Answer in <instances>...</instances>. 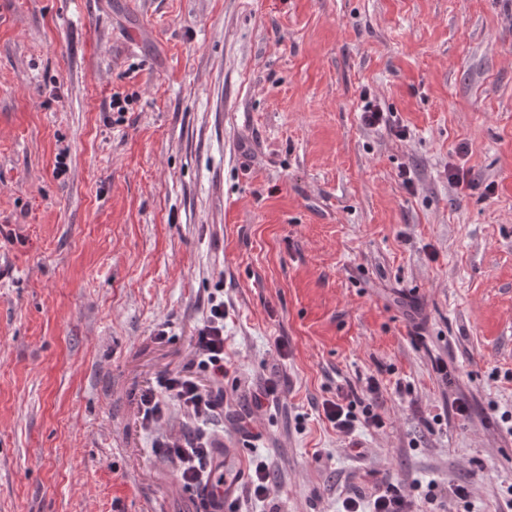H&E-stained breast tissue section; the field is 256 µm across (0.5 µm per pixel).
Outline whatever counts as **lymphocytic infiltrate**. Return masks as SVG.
Listing matches in <instances>:
<instances>
[{"mask_svg":"<svg viewBox=\"0 0 512 512\" xmlns=\"http://www.w3.org/2000/svg\"><path fill=\"white\" fill-rule=\"evenodd\" d=\"M224 296H211L208 311L194 336L195 357L186 370L161 377L156 389L141 400L142 424L154 428L170 408H177L196 425L194 433L179 438L158 435V453L172 459L185 488H192L211 475L209 424L224 410V379L229 362L224 355ZM271 495V466L266 460L249 464L247 479L239 494L227 502V512H243L248 500L266 501Z\"/></svg>","mask_w":512,"mask_h":512,"instance_id":"f902f5d3","label":"lymphocytic infiltrate"}]
</instances>
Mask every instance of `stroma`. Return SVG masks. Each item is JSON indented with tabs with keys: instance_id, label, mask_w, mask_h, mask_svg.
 I'll return each mask as SVG.
<instances>
[{
	"instance_id": "obj_1",
	"label": "stroma",
	"mask_w": 512,
	"mask_h": 512,
	"mask_svg": "<svg viewBox=\"0 0 512 512\" xmlns=\"http://www.w3.org/2000/svg\"><path fill=\"white\" fill-rule=\"evenodd\" d=\"M366 91L407 138L363 125ZM219 288L253 433L215 440L274 460L281 512L376 484L438 512L431 483L498 512L512 0H0V512H199L140 398ZM371 376L384 426L343 436L321 404Z\"/></svg>"
}]
</instances>
